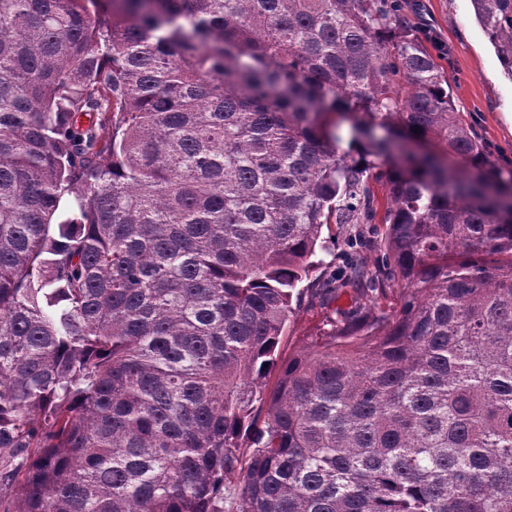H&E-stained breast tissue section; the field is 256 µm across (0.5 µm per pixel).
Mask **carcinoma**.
I'll use <instances>...</instances> for the list:
<instances>
[{
  "label": "carcinoma",
  "mask_w": 512,
  "mask_h": 512,
  "mask_svg": "<svg viewBox=\"0 0 512 512\" xmlns=\"http://www.w3.org/2000/svg\"><path fill=\"white\" fill-rule=\"evenodd\" d=\"M405 8L0 0L8 512H512V177ZM331 223L375 311L284 359Z\"/></svg>",
  "instance_id": "cac0c4a2"
}]
</instances>
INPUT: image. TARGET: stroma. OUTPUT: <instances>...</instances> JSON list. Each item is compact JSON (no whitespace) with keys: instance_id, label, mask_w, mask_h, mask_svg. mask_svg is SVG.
Instances as JSON below:
<instances>
[{"instance_id":"stroma-1","label":"stroma","mask_w":512,"mask_h":512,"mask_svg":"<svg viewBox=\"0 0 512 512\" xmlns=\"http://www.w3.org/2000/svg\"><path fill=\"white\" fill-rule=\"evenodd\" d=\"M408 5L409 19L430 29L447 47L442 66L451 80L454 105L483 143L488 163L498 170H511L512 80L477 25L470 0H408ZM349 304L346 292L331 306L305 294L301 308L284 329L281 353L310 347L333 308Z\"/></svg>"}]
</instances>
